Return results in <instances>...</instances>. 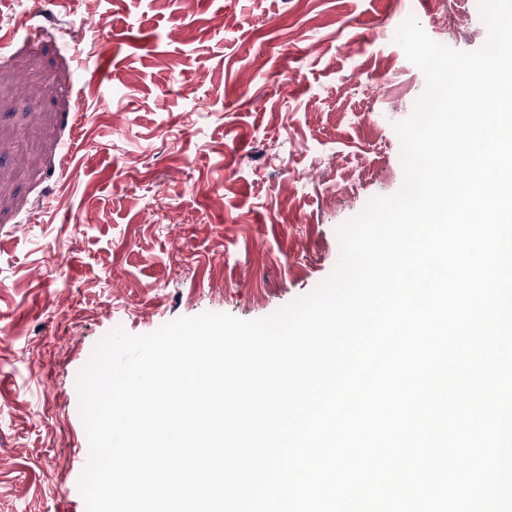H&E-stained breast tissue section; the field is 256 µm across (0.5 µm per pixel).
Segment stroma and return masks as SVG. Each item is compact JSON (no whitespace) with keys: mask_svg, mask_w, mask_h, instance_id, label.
Segmentation results:
<instances>
[{"mask_svg":"<svg viewBox=\"0 0 512 512\" xmlns=\"http://www.w3.org/2000/svg\"><path fill=\"white\" fill-rule=\"evenodd\" d=\"M470 0H0V512H86L76 380L112 329L275 313L404 182L415 18ZM53 248L61 267L45 264Z\"/></svg>","mask_w":512,"mask_h":512,"instance_id":"35a3bbf8","label":"stroma"}]
</instances>
